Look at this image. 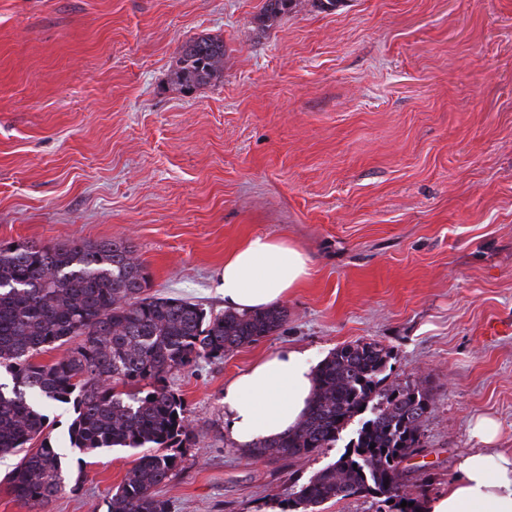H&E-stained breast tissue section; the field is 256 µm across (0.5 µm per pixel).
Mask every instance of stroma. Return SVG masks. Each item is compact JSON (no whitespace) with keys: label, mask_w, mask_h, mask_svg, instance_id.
Wrapping results in <instances>:
<instances>
[{"label":"stroma","mask_w":512,"mask_h":512,"mask_svg":"<svg viewBox=\"0 0 512 512\" xmlns=\"http://www.w3.org/2000/svg\"><path fill=\"white\" fill-rule=\"evenodd\" d=\"M0 0V242H130L151 293L212 314L224 257L284 237L310 275L278 332L167 385L194 435L158 493L171 512H281L288 489L353 435L288 461L224 433L225 382L284 348L320 363L376 340L387 386L425 388L423 449L404 465L427 498L499 425L512 451V0ZM224 42L193 89L184 47ZM131 451L88 458L48 512H108Z\"/></svg>","instance_id":"1"}]
</instances>
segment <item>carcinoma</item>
Returning <instances> with one entry per match:
<instances>
[{
    "mask_svg": "<svg viewBox=\"0 0 512 512\" xmlns=\"http://www.w3.org/2000/svg\"><path fill=\"white\" fill-rule=\"evenodd\" d=\"M292 6L293 0H265L263 16L272 21ZM223 60L224 41L201 37L183 50L176 75L191 88L209 81ZM149 288L147 266L124 241L0 243V369L12 381L0 383V455L23 453L5 480L31 512L54 501L71 479L69 454L46 442L24 451L43 435V408L52 402L74 408L68 443L81 454L78 462L112 448L138 451L109 512H170L156 488L178 469L192 432L168 376L200 359L221 360L288 319L281 307L213 315ZM77 338L62 358L37 361ZM389 360L390 351L376 340L336 348L317 365L314 397L298 428L256 446L257 458L295 461L335 443L367 413L335 462L291 486L282 512H317L353 496H372L390 512H420L398 464L422 448L430 401L418 387H386Z\"/></svg>",
    "mask_w": 512,
    "mask_h": 512,
    "instance_id": "1",
    "label": "carcinoma"
}]
</instances>
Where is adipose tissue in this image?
I'll use <instances>...</instances> for the list:
<instances>
[{
  "instance_id": "adipose-tissue-1",
  "label": "adipose tissue",
  "mask_w": 512,
  "mask_h": 512,
  "mask_svg": "<svg viewBox=\"0 0 512 512\" xmlns=\"http://www.w3.org/2000/svg\"><path fill=\"white\" fill-rule=\"evenodd\" d=\"M309 258L284 238H247L224 258L221 290L225 309L263 311L279 304L308 277ZM315 371L306 352L285 348L253 364L224 385V429L242 453L284 438L308 412ZM482 448L459 462L460 476L447 493L426 499L425 512H512V455L489 450L496 423L479 418L474 425Z\"/></svg>"
}]
</instances>
